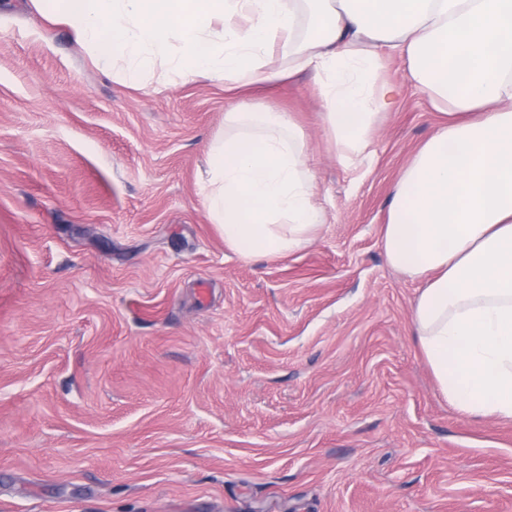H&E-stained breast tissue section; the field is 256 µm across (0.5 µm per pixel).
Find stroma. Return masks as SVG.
<instances>
[{
	"instance_id": "35a3bbf8",
	"label": "stroma",
	"mask_w": 512,
	"mask_h": 512,
	"mask_svg": "<svg viewBox=\"0 0 512 512\" xmlns=\"http://www.w3.org/2000/svg\"><path fill=\"white\" fill-rule=\"evenodd\" d=\"M374 154L337 163L316 78L225 93L97 68L0 0V512H512V422L463 416L383 249L442 117L403 66ZM242 105L292 115L325 222L245 257L203 206Z\"/></svg>"
}]
</instances>
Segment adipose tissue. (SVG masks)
I'll return each instance as SVG.
<instances>
[{
    "label": "adipose tissue",
    "instance_id": "obj_1",
    "mask_svg": "<svg viewBox=\"0 0 512 512\" xmlns=\"http://www.w3.org/2000/svg\"><path fill=\"white\" fill-rule=\"evenodd\" d=\"M97 64L139 83L220 80L234 91L311 72L346 166L373 154L402 61L446 119L399 179L383 247L422 281L413 325L441 394L462 415L512 421V0H35ZM247 14L241 28L234 19ZM307 15L306 33L298 18ZM180 48L170 51L169 39ZM203 204L243 256L283 257L325 220L301 128L285 112L224 115Z\"/></svg>",
    "mask_w": 512,
    "mask_h": 512
}]
</instances>
